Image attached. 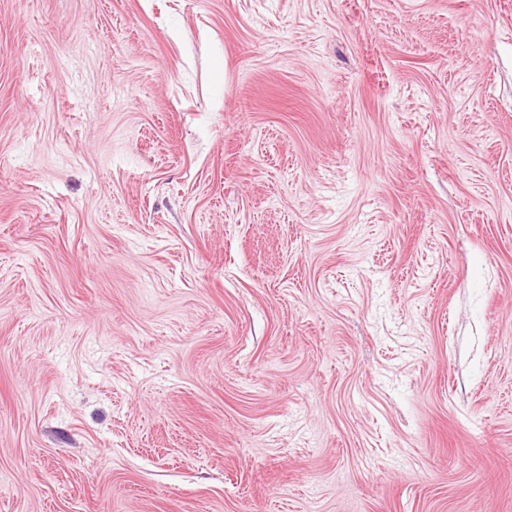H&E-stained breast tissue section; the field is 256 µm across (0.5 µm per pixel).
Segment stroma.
Segmentation results:
<instances>
[{
    "instance_id": "obj_1",
    "label": "stroma",
    "mask_w": 512,
    "mask_h": 512,
    "mask_svg": "<svg viewBox=\"0 0 512 512\" xmlns=\"http://www.w3.org/2000/svg\"><path fill=\"white\" fill-rule=\"evenodd\" d=\"M0 512H512V0H0Z\"/></svg>"
}]
</instances>
